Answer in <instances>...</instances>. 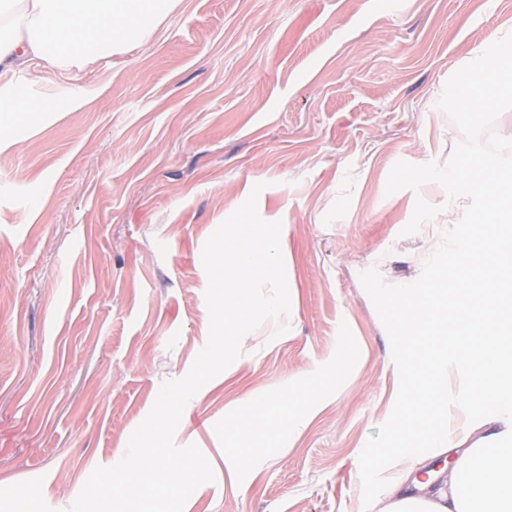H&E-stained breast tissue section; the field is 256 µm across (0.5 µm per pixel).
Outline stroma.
Here are the masks:
<instances>
[{"mask_svg": "<svg viewBox=\"0 0 512 512\" xmlns=\"http://www.w3.org/2000/svg\"><path fill=\"white\" fill-rule=\"evenodd\" d=\"M505 30L512 0H178L140 46L65 72L99 96L6 129L0 152V489L36 485L35 512H68L122 459L205 347L203 246L260 183L289 329L264 322L187 403L174 442L215 480L184 512H381L358 458L399 374L359 275L420 276L434 248L402 233L416 198L438 207L437 234L460 220L466 200L439 184L386 183L400 161L446 164L463 135L444 86ZM257 393L272 413L227 469L224 427ZM511 428L451 407L448 454Z\"/></svg>", "mask_w": 512, "mask_h": 512, "instance_id": "obj_1", "label": "stroma"}]
</instances>
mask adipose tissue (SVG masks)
Wrapping results in <instances>:
<instances>
[{"mask_svg": "<svg viewBox=\"0 0 512 512\" xmlns=\"http://www.w3.org/2000/svg\"><path fill=\"white\" fill-rule=\"evenodd\" d=\"M177 0H0V125L38 112H66L89 100L85 89L58 81V74L109 52H125L153 32ZM37 67L44 92L16 99L17 71ZM384 512H512V448H472L460 453L454 471L468 476L470 490L421 463L390 458Z\"/></svg>", "mask_w": 512, "mask_h": 512, "instance_id": "ef3b65f1", "label": "adipose tissue"}]
</instances>
